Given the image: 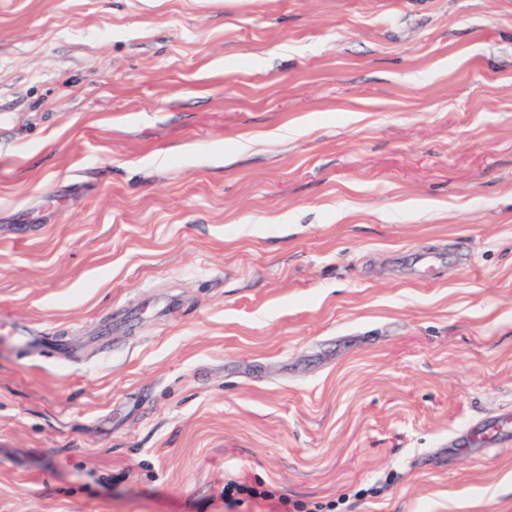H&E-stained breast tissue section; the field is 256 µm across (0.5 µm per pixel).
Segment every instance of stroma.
<instances>
[{"label":"stroma","instance_id":"1","mask_svg":"<svg viewBox=\"0 0 512 512\" xmlns=\"http://www.w3.org/2000/svg\"><path fill=\"white\" fill-rule=\"evenodd\" d=\"M0 320V512H512V0H0ZM2 331L5 336H9L15 343L31 352L37 353L47 346L46 340L48 338L46 336L35 335V332L23 327H15L0 322V334H2ZM471 440L475 443L498 444L509 437L507 423H487L469 429Z\"/></svg>","mask_w":512,"mask_h":512}]
</instances>
